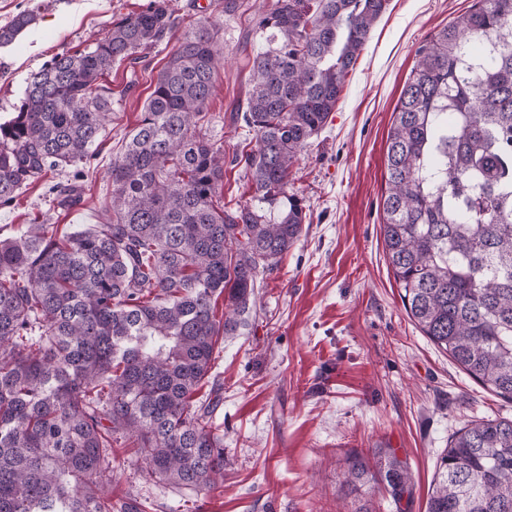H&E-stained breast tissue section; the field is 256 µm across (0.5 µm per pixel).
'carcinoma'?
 Listing matches in <instances>:
<instances>
[{"label": "carcinoma", "mask_w": 512, "mask_h": 512, "mask_svg": "<svg viewBox=\"0 0 512 512\" xmlns=\"http://www.w3.org/2000/svg\"><path fill=\"white\" fill-rule=\"evenodd\" d=\"M387 2L274 0L256 18L267 48L238 108L255 147L232 161L258 207L224 206V146L206 137L222 59L213 25L183 26L169 0H149L31 74L0 123L3 206L51 171L89 164L112 124V65L175 41L112 159L105 222L69 233L37 215L0 240V512H138L112 503L125 470L116 445L149 480L220 486L216 352L248 324L259 276L301 236L307 213L289 175ZM34 22L16 14L0 47ZM418 55L387 138V259L421 332L512 401V0H475ZM48 192L62 211L81 201L75 179ZM345 465L351 512H376L380 486L396 504L411 494L391 450L375 470L359 453ZM426 512H512V419L455 433Z\"/></svg>", "instance_id": "carcinoma-1"}]
</instances>
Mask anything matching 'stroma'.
<instances>
[{
    "instance_id": "35a3bbf8",
    "label": "stroma",
    "mask_w": 512,
    "mask_h": 512,
    "mask_svg": "<svg viewBox=\"0 0 512 512\" xmlns=\"http://www.w3.org/2000/svg\"><path fill=\"white\" fill-rule=\"evenodd\" d=\"M146 0H0V25L23 10L35 23L0 47V122L19 105L30 75L53 55L101 36L114 17ZM273 0H235L221 14L210 0H172L181 24L217 23L224 61L215 76L207 130L223 143L224 198L252 192L233 155L255 140L235 122L250 88L252 57L265 42L253 20ZM473 0H388L350 70L335 112L296 163L288 190L309 220L297 244L264 274L257 305L240 336L226 341L212 372L224 386L214 417L224 432V486L179 490L126 470L113 500L135 499L140 512H349L343 463L348 454L393 449L412 476L401 504L378 499L380 512H425L436 464L452 435L479 419L512 418V402L470 378L409 318L388 267L380 231L391 114L418 49ZM173 50L159 43L142 62L108 75L111 130L81 179L74 210L54 208L49 184L72 168L24 186L0 206V237L16 236L34 215L71 232L102 223L108 169L136 125L149 86Z\"/></svg>"
}]
</instances>
